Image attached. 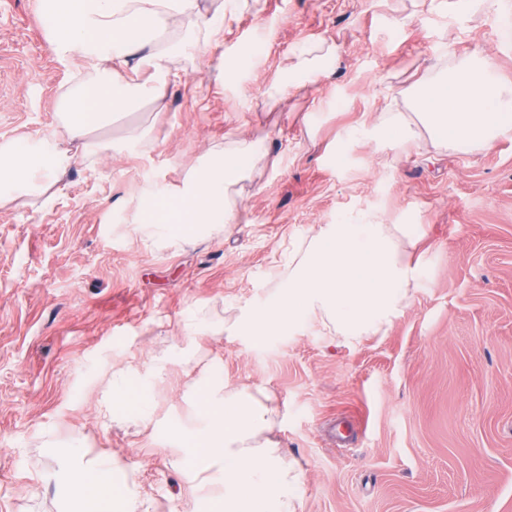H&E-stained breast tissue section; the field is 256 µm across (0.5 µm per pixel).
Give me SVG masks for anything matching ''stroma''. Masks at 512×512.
Instances as JSON below:
<instances>
[{"instance_id":"1","label":"stroma","mask_w":512,"mask_h":512,"mask_svg":"<svg viewBox=\"0 0 512 512\" xmlns=\"http://www.w3.org/2000/svg\"><path fill=\"white\" fill-rule=\"evenodd\" d=\"M224 58L187 49L162 107L113 115L70 144L61 180L0 206V512H63L66 473L112 458L138 512H209L223 493L186 468L170 428L196 422L214 365L263 389L302 472L297 512H512V134L458 153L336 141L406 111L402 94L464 56L512 82V10L482 0H237ZM333 46L328 77L277 97L293 49ZM55 57L33 0H0V145L64 136ZM263 140L234 188L236 223L192 243L138 224L208 151ZM363 210L420 224L424 270L382 336L351 346L314 320L260 345L232 335L269 302L321 225ZM199 330L190 334L187 322ZM151 378L147 425L112 419V386Z\"/></svg>"}]
</instances>
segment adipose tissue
I'll list each match as a JSON object with an SVG mask.
<instances>
[{
    "label": "adipose tissue",
    "mask_w": 512,
    "mask_h": 512,
    "mask_svg": "<svg viewBox=\"0 0 512 512\" xmlns=\"http://www.w3.org/2000/svg\"><path fill=\"white\" fill-rule=\"evenodd\" d=\"M35 16L47 23L50 50L86 70L85 78L62 93L59 109L69 141H83L112 122L115 113L144 102L163 103L181 80L173 60L184 51L186 35L201 31L197 50L224 42V15H200L197 0H36ZM331 54L293 55L294 79L280 96L302 93L328 71ZM413 119L389 113L377 127L379 139L402 151L422 137L460 153L493 146L512 134V86L497 77L484 57L471 55L439 77L420 81L409 94ZM260 142L214 153L182 186L153 193L140 212L171 242H187L207 227L228 223L238 208L229 190L245 175ZM71 157L58 141L18 140L0 147V203L11 193L39 189L59 178ZM418 224H382L366 213L339 215L325 225L288 283L272 303L253 308L236 327L261 343L321 317L345 343L386 333L412 302L424 273L403 252L416 243ZM197 425L173 427L187 469L204 473L221 466L224 496L215 512H297L301 474L270 431L278 412L269 396L231 390L215 368L199 391ZM150 389L134 378L116 380L112 413L129 422L146 419ZM112 460L79 471L69 489L75 512H136L115 493Z\"/></svg>",
    "instance_id": "obj_1"
}]
</instances>
